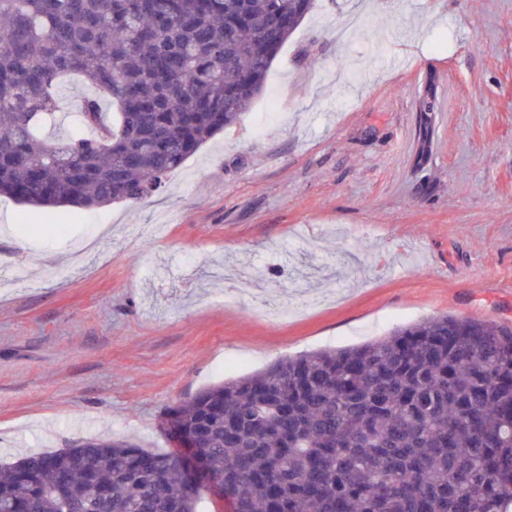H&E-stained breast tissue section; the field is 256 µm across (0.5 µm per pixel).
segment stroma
Masks as SVG:
<instances>
[{
  "instance_id": "obj_1",
  "label": "stroma",
  "mask_w": 512,
  "mask_h": 512,
  "mask_svg": "<svg viewBox=\"0 0 512 512\" xmlns=\"http://www.w3.org/2000/svg\"><path fill=\"white\" fill-rule=\"evenodd\" d=\"M299 285L326 303L267 322ZM445 314L512 327V0H317L240 124L156 192L0 198V462L171 451L174 402Z\"/></svg>"
}]
</instances>
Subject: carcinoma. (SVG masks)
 Segmentation results:
<instances>
[{
  "instance_id": "1",
  "label": "carcinoma",
  "mask_w": 512,
  "mask_h": 512,
  "mask_svg": "<svg viewBox=\"0 0 512 512\" xmlns=\"http://www.w3.org/2000/svg\"><path fill=\"white\" fill-rule=\"evenodd\" d=\"M314 0H0V196L96 208L159 188L240 123ZM93 89L46 128L65 81ZM112 120L104 119L102 101ZM183 454L93 439L0 467V512H512V328L432 316L214 384Z\"/></svg>"
}]
</instances>
